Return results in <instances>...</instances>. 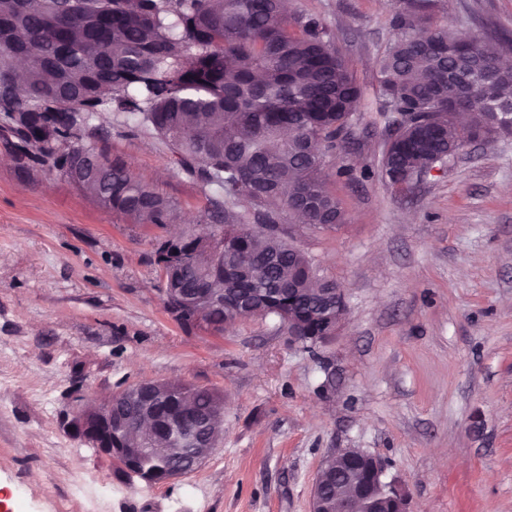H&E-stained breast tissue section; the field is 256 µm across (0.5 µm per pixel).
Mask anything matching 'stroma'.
<instances>
[{"mask_svg":"<svg viewBox=\"0 0 512 512\" xmlns=\"http://www.w3.org/2000/svg\"><path fill=\"white\" fill-rule=\"evenodd\" d=\"M290 8L322 21L366 92L353 144L325 168L342 223L292 228L345 289L339 332L306 349L268 318L182 326L162 301L154 230L22 170L0 139V512H311L341 448L379 458L413 512H512V139L468 145L396 191L376 93L396 0ZM431 17L512 49V0H437ZM99 121L110 156L197 229L210 188L153 128L121 112ZM144 379L224 396L217 447L152 486L67 427L77 396Z\"/></svg>","mask_w":512,"mask_h":512,"instance_id":"obj_1","label":"stroma"}]
</instances>
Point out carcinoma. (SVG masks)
<instances>
[{
  "label": "carcinoma",
  "mask_w": 512,
  "mask_h": 512,
  "mask_svg": "<svg viewBox=\"0 0 512 512\" xmlns=\"http://www.w3.org/2000/svg\"><path fill=\"white\" fill-rule=\"evenodd\" d=\"M290 0H0V135L18 160L57 170L133 223L160 231L176 206L139 182L123 161L86 142L100 112H125L164 137L179 168L212 188L202 221L217 224L224 270L210 271L189 234L168 253L166 288L206 280L224 307L181 309L176 319L222 333L243 303L250 317H274L301 336L332 332L323 305L339 284L277 233L284 214L317 227L343 217L324 188L326 157L351 135L363 91L316 17L291 19ZM430 0H403L394 39L380 61L381 111L398 115L381 171L391 183L431 168L469 137L512 135V70L479 36L431 22ZM462 45L467 52L459 53ZM157 410L208 421L203 443L222 433L224 399L189 383L159 391ZM129 457L112 434V457L147 485L171 468L193 471L206 448H155ZM330 509L350 495L351 470L325 468Z\"/></svg>",
  "instance_id": "carcinoma-1"
}]
</instances>
